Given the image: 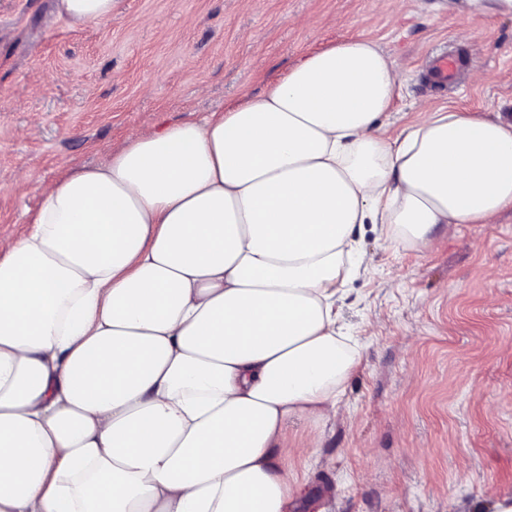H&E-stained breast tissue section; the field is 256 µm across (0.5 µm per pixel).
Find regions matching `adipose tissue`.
Wrapping results in <instances>:
<instances>
[{"label": "adipose tissue", "mask_w": 512, "mask_h": 512, "mask_svg": "<svg viewBox=\"0 0 512 512\" xmlns=\"http://www.w3.org/2000/svg\"><path fill=\"white\" fill-rule=\"evenodd\" d=\"M405 81L356 34L43 189L0 256V512H290L287 426L335 419L362 360L357 228L427 249L512 210V123L427 108L386 138Z\"/></svg>", "instance_id": "1"}]
</instances>
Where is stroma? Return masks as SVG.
Here are the masks:
<instances>
[{
	"label": "stroma",
	"instance_id": "stroma-1",
	"mask_svg": "<svg viewBox=\"0 0 512 512\" xmlns=\"http://www.w3.org/2000/svg\"><path fill=\"white\" fill-rule=\"evenodd\" d=\"M462 0H120L75 29L55 0H0V249L25 233L43 187L107 162L135 135L263 92L309 53L362 33L407 84L388 136L445 105L512 120V15ZM459 53L453 87L427 59ZM433 249L361 240L373 268L349 283L362 348L341 415L289 423L292 512H493L512 495V210L437 225Z\"/></svg>",
	"mask_w": 512,
	"mask_h": 512
}]
</instances>
